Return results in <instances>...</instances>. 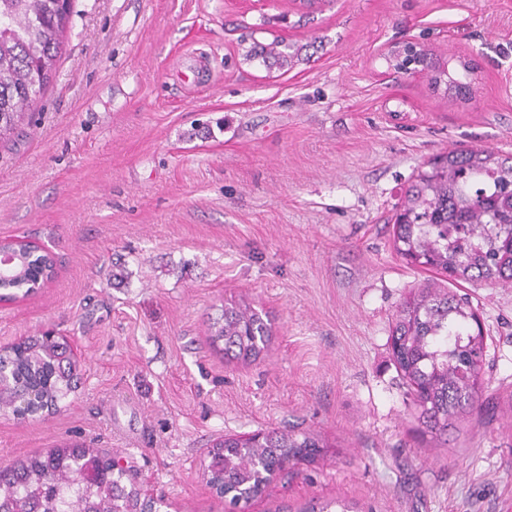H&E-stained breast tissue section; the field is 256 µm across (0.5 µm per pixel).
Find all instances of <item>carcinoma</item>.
<instances>
[{
	"label": "carcinoma",
	"instance_id": "carcinoma-1",
	"mask_svg": "<svg viewBox=\"0 0 512 512\" xmlns=\"http://www.w3.org/2000/svg\"><path fill=\"white\" fill-rule=\"evenodd\" d=\"M68 23L59 0H0L1 147L50 83ZM300 59L301 48L282 40L255 42L245 53V60L269 70ZM387 62L397 70L421 67L452 98L470 93V83L423 49L405 47ZM392 230L396 253L411 266L450 281L511 285L512 155L459 147L437 156L409 186ZM53 272L50 255L26 256L5 275L3 290L28 295ZM469 320L476 315L468 300L431 278L400 304L391 331L392 361L408 387L417 430L443 445L481 396L486 344L482 332H464ZM209 336L223 342L225 358L246 363L267 349L271 328L250 305L231 302ZM0 372L1 409L31 391L48 414L78 378L65 339L48 334L28 336L0 352ZM321 447L316 435L294 429L267 431L258 441L226 436L209 451L207 469L219 495L247 503L264 490L263 469L313 457ZM123 477L112 470V458L90 448L32 454L0 466V512H152L150 501L124 485Z\"/></svg>",
	"mask_w": 512,
	"mask_h": 512
}]
</instances>
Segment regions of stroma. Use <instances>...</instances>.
I'll return each mask as SVG.
<instances>
[{
	"instance_id": "stroma-1",
	"label": "stroma",
	"mask_w": 512,
	"mask_h": 512,
	"mask_svg": "<svg viewBox=\"0 0 512 512\" xmlns=\"http://www.w3.org/2000/svg\"><path fill=\"white\" fill-rule=\"evenodd\" d=\"M305 47L287 71L242 37ZM413 41L475 63L470 100L390 70ZM0 148V239L55 275L0 303V349L66 339L59 411H0V464L109 452L160 512H232L207 483L224 436L294 428L325 447L244 512H512V287L449 284L486 340L478 415L437 447L391 360L395 312L428 277L392 244L408 187L460 145L512 154V0H71L45 94ZM243 298L273 336L255 362L208 340Z\"/></svg>"
}]
</instances>
